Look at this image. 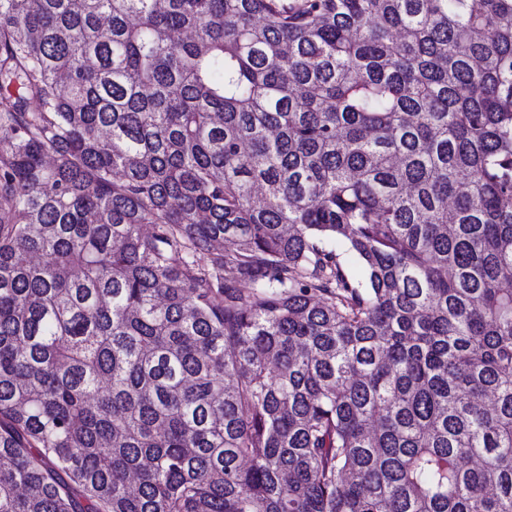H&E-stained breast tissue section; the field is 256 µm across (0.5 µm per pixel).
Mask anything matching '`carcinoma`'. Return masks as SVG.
Listing matches in <instances>:
<instances>
[{"instance_id":"1","label":"carcinoma","mask_w":512,"mask_h":512,"mask_svg":"<svg viewBox=\"0 0 512 512\" xmlns=\"http://www.w3.org/2000/svg\"><path fill=\"white\" fill-rule=\"evenodd\" d=\"M0 512H512V0H0Z\"/></svg>"}]
</instances>
